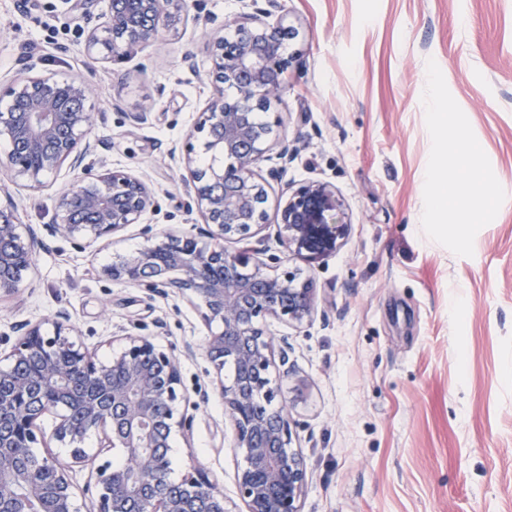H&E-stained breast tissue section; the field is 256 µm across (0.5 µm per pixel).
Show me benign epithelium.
<instances>
[{
    "instance_id": "obj_1",
    "label": "benign epithelium",
    "mask_w": 512,
    "mask_h": 512,
    "mask_svg": "<svg viewBox=\"0 0 512 512\" xmlns=\"http://www.w3.org/2000/svg\"><path fill=\"white\" fill-rule=\"evenodd\" d=\"M250 12L226 18L221 33L208 41L207 76L218 89L200 113L181 147L189 204L205 228L194 235H156L146 224L150 244L113 257L103 269L113 281L136 285L152 295L178 294L195 303L210 329L204 355L212 365L215 389L224 401V421L233 429V447L242 456L236 488L244 512H300L307 467L292 446L291 419L277 402L281 387L271 368L288 365V342L274 348L262 324L273 318L301 325L315 313L312 279L288 268L266 271L263 250L229 252L213 241H243L266 225L265 203L271 180L282 178L296 150L271 155L276 118L254 117L268 110L281 90L292 56L284 41L295 30L277 16L280 0H248ZM185 0H112L104 25L88 31L86 55L92 60L130 59L162 33H177ZM85 83L32 74L0 89V138L10 150L0 168L32 189L63 166L84 167V179L59 197L54 235L101 239L141 223L155 209V195L132 172L93 171L84 165L95 152L94 113ZM270 163L267 177L258 174ZM288 251L319 259L335 251L347 224L343 200L331 185L313 181L287 188L277 222ZM40 239L22 231L16 217L0 207V296L22 285ZM68 316L58 312L19 334L0 370V512H79L70 472L93 463L96 512H232L222 487L193 466L180 480L168 468L174 432L189 436L190 411L208 400L191 399L182 384L181 360L148 336L122 334L106 360L75 337ZM232 367L224 379V366ZM57 417L51 434L41 420ZM99 436L98 455L83 443ZM52 442L69 448V460L48 455L33 461V449ZM118 450L116 469L104 454Z\"/></svg>"
}]
</instances>
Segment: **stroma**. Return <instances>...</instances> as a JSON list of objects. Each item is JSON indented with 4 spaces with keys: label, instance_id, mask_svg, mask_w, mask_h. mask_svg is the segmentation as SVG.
Here are the masks:
<instances>
[{
    "label": "stroma",
    "instance_id": "1",
    "mask_svg": "<svg viewBox=\"0 0 512 512\" xmlns=\"http://www.w3.org/2000/svg\"><path fill=\"white\" fill-rule=\"evenodd\" d=\"M281 3L296 58L264 117H282L273 141L297 153L268 190L261 234L316 288L310 321L266 324L291 346L281 396L307 466L301 512H512V0ZM109 10L110 0H91L83 16L70 0H0V80L23 77L31 54L42 74L86 81L92 162L131 169L153 190L161 212L143 224L191 232L202 217L186 207L173 148L215 93L208 39L245 4L186 0L178 34L114 65L84 52ZM439 102L474 146L475 167L445 165L448 143L429 119ZM83 176L62 169L37 192L0 176L18 222L41 240L19 292L0 298V336L62 310L99 357L113 333L150 336L182 352L187 390L208 387L196 305L102 273L145 245L143 224L109 242L47 232L60 191ZM465 176L477 200L468 219L453 204L432 209L435 185ZM311 181L336 188L348 224L312 264L276 236L285 184ZM232 437L211 395L190 436L172 440V478L199 466L237 502Z\"/></svg>",
    "mask_w": 512,
    "mask_h": 512
}]
</instances>
